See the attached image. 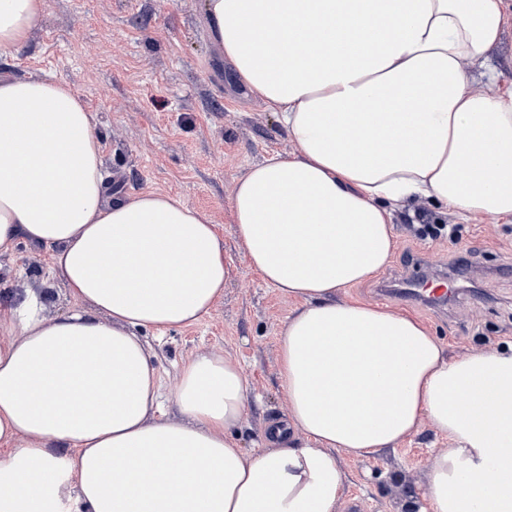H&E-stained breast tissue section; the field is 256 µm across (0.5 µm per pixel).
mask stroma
I'll return each mask as SVG.
<instances>
[{
    "label": "stroma",
    "instance_id": "1",
    "mask_svg": "<svg viewBox=\"0 0 512 512\" xmlns=\"http://www.w3.org/2000/svg\"><path fill=\"white\" fill-rule=\"evenodd\" d=\"M46 2L28 44L0 56V74L51 77L77 91L95 116L109 195L169 193L217 225L228 270L223 300L197 325L161 337L147 330L143 336L171 417L178 414L175 390L184 360L207 349L236 361L247 381L248 403L232 436L246 452H261L273 422L288 414L276 372V339L296 302L247 264L232 231L230 201L251 166L275 154L288 156L295 146L276 114L239 84L216 51L202 23L204 0ZM410 214L431 224L456 221L434 204H405L394 217V248L386 265L374 278L343 289L341 298L386 302L418 317L451 358L469 348L512 346V223L470 220L461 240L452 243L408 236L403 223ZM422 256L424 277L455 275L465 279V290L442 309L382 299L381 287H399ZM50 264L48 250L24 241L0 255V301H21L33 288L46 295L47 315L71 310L74 303ZM448 445L446 437L425 427L368 459L342 454L345 502L358 503V512L429 507L423 493L430 464Z\"/></svg>",
    "mask_w": 512,
    "mask_h": 512
}]
</instances>
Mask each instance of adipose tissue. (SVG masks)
Here are the masks:
<instances>
[{"mask_svg": "<svg viewBox=\"0 0 512 512\" xmlns=\"http://www.w3.org/2000/svg\"><path fill=\"white\" fill-rule=\"evenodd\" d=\"M45 7L0 0V55ZM204 22L295 146L232 197L249 266L299 302L277 338L287 418L246 453L230 435L243 373L208 350L180 367L178 418L159 416L141 332L223 299L216 227L165 193L109 199L73 88L0 77V254L44 247L77 303L49 317L35 293L0 302V512H339L341 453L424 424L450 441L428 472L433 512H512V348L451 358L414 316L337 297L386 264L405 202L512 221V86L485 64L504 0H206Z\"/></svg>", "mask_w": 512, "mask_h": 512, "instance_id": "1", "label": "adipose tissue"}]
</instances>
